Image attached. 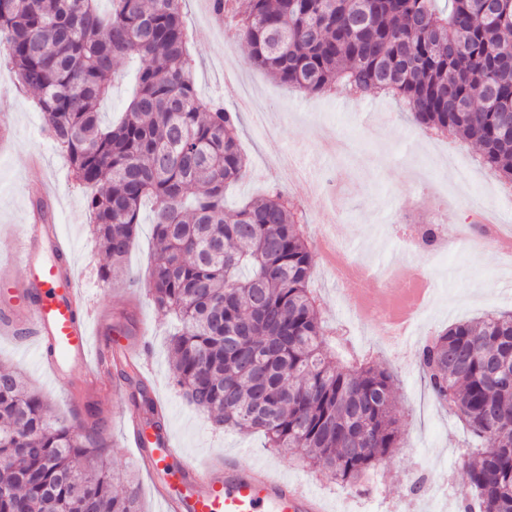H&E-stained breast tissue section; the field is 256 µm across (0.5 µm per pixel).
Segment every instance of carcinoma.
<instances>
[{
  "label": "carcinoma",
  "instance_id": "carcinoma-1",
  "mask_svg": "<svg viewBox=\"0 0 512 512\" xmlns=\"http://www.w3.org/2000/svg\"><path fill=\"white\" fill-rule=\"evenodd\" d=\"M0 0V54L36 94L44 130L77 186L91 190L95 242L123 273L154 206L149 296L177 322L172 377L218 428L261 433L266 447L355 486L400 447L394 373L342 358L310 288L306 215L279 188L238 209L225 189L247 176L238 117L197 93L185 0ZM235 22L250 61L310 93L390 96L411 121L481 148L512 185V0H211ZM143 66L120 121L100 105L118 63ZM417 365L436 402L468 433L464 512H512V311L459 322L425 341ZM101 421L76 432L12 371L0 370V512H142L107 467L78 468Z\"/></svg>",
  "mask_w": 512,
  "mask_h": 512
}]
</instances>
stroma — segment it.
I'll return each mask as SVG.
<instances>
[{
    "label": "stroma",
    "instance_id": "35a3bbf8",
    "mask_svg": "<svg viewBox=\"0 0 512 512\" xmlns=\"http://www.w3.org/2000/svg\"><path fill=\"white\" fill-rule=\"evenodd\" d=\"M184 20L194 39L190 55L200 94L222 100L227 109H234L225 88L224 70L235 62L241 83L261 104L260 113L239 112L240 146L250 161L251 173L228 190V207L276 186L306 213L308 227L313 230L324 217L323 195L334 194L336 218L347 228L349 253L375 266L399 253L398 242L390 235L394 224H445L453 238L458 214L472 219L491 208L501 222L512 225V198L500 195L502 183L480 165L476 145L462 147L447 138L419 137L416 125L388 98L326 96L275 83L251 64L250 49L233 26L221 29L212 23L201 0H186ZM0 113L8 123L7 136L0 137V256L10 255L12 228L29 220L28 190L51 185L55 222L59 233L72 242L70 258L77 278L95 302L112 310L113 338L118 345L133 350L147 347L174 443L188 461L201 463L224 453L239 455L243 464L268 466L308 485L325 499L329 512H395L405 504L410 512H458V491L469 462L466 434L457 418L428 394L414 350L398 357L383 348L376 358L381 367L398 371L394 394L401 447L367 473L359 491L299 465L292 457L271 452L264 448L259 435L215 428L206 414L182 398L172 382L167 352L172 331L169 318L156 310L146 288L134 292L127 284L131 277L146 279L153 260L149 209L141 211L143 222L123 277L103 282L99 269L107 258L92 239L87 193L75 185L67 161L45 133L33 94L18 89L15 74L3 58ZM336 135L350 142V155L334 158L322 151L323 139ZM287 151L295 155L303 170L301 177L288 180L271 168V161ZM426 163L446 171L451 179L458 167H467L472 176L470 195H452L447 204H440L418 178L420 167ZM431 274L439 285V295L428 318V332H438L460 320L512 310V272L502 268L495 252L451 247L447 256L432 265ZM311 286L320 299L324 318L333 325L350 326L354 344H367V336L353 325L351 307L345 304L339 284L319 254L314 257ZM0 364L15 370L49 401L56 416L76 429L83 420L73 410L70 395L80 394L82 403L92 407L106 427L107 448L101 458H88L87 466H97L103 460L111 472L132 476L147 512H161L152 480L140 467L124 434L126 418L137 411L133 384L112 391L118 374L111 370L101 375L107 395L88 392L78 369L69 374L68 386L53 384L36 367L34 350L19 347L6 336H0Z\"/></svg>",
    "mask_w": 512,
    "mask_h": 512
}]
</instances>
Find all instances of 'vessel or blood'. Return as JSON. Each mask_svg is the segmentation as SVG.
I'll use <instances>...</instances> for the list:
<instances>
[{
  "label": "vessel or blood",
  "instance_id": "vessel-or-blood-1",
  "mask_svg": "<svg viewBox=\"0 0 512 512\" xmlns=\"http://www.w3.org/2000/svg\"><path fill=\"white\" fill-rule=\"evenodd\" d=\"M67 246L53 224L24 225L11 262L0 264V284L13 294L11 305L0 309V333L46 349L43 365L52 381H64L68 363L81 365L92 389L100 367L90 360V326L104 317L79 285ZM17 264L25 269L18 278L12 275ZM130 421L127 438L153 474L165 512H327L318 495L285 474L242 467L230 453L191 465L169 430L148 432L136 415Z\"/></svg>",
  "mask_w": 512,
  "mask_h": 512
}]
</instances>
